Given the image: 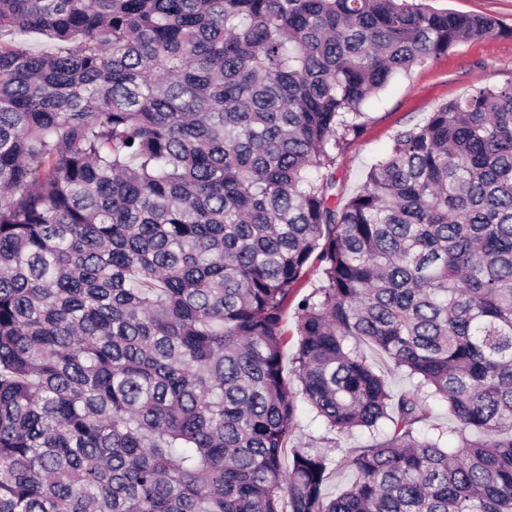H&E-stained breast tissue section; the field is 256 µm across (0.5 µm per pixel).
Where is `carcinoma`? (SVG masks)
Segmentation results:
<instances>
[{"instance_id": "1", "label": "carcinoma", "mask_w": 512, "mask_h": 512, "mask_svg": "<svg viewBox=\"0 0 512 512\" xmlns=\"http://www.w3.org/2000/svg\"><path fill=\"white\" fill-rule=\"evenodd\" d=\"M502 35L422 0H0V512H512V85L336 179L395 75ZM301 402L371 438L335 496L323 449L283 465ZM365 352L376 368L385 375L391 390L397 392L412 387L414 380L408 376L407 372L394 369L391 363L384 361L369 348H365Z\"/></svg>"}]
</instances>
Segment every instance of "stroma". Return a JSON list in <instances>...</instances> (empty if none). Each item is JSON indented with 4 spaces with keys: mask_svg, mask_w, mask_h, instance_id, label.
<instances>
[{
    "mask_svg": "<svg viewBox=\"0 0 512 512\" xmlns=\"http://www.w3.org/2000/svg\"><path fill=\"white\" fill-rule=\"evenodd\" d=\"M512 83V36L466 41L447 54L394 76L363 107L364 133L345 146L336 175L343 198L362 187L369 167L388 152L395 135L423 123L430 112L485 86ZM368 434L330 431L309 406H302L289 445L324 449L333 459L355 455L369 443Z\"/></svg>",
    "mask_w": 512,
    "mask_h": 512,
    "instance_id": "obj_1",
    "label": "stroma"
}]
</instances>
